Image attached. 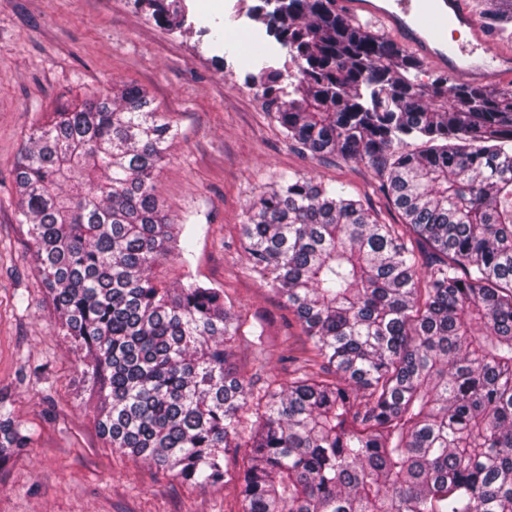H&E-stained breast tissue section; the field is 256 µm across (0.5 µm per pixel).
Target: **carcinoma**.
Returning <instances> with one entry per match:
<instances>
[{
    "label": "carcinoma",
    "mask_w": 512,
    "mask_h": 512,
    "mask_svg": "<svg viewBox=\"0 0 512 512\" xmlns=\"http://www.w3.org/2000/svg\"><path fill=\"white\" fill-rule=\"evenodd\" d=\"M258 18L296 65L251 75L284 137L382 170L402 223L297 174L251 206L250 270L309 343L288 383L256 389L228 368L223 289L152 273L191 255L152 184L177 130L128 84L55 113L15 183L99 434L188 486L236 480L242 512H512V90L420 83L419 59L335 0ZM486 25L512 37V0ZM407 138L426 149L397 152ZM31 443L0 397V473Z\"/></svg>",
    "instance_id": "carcinoma-1"
}]
</instances>
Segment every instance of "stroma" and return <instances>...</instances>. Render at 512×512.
Masks as SVG:
<instances>
[{"label":"stroma","mask_w":512,"mask_h":512,"mask_svg":"<svg viewBox=\"0 0 512 512\" xmlns=\"http://www.w3.org/2000/svg\"><path fill=\"white\" fill-rule=\"evenodd\" d=\"M181 28L159 25L134 0H0V396L33 435L0 473V512H241L235 483L182 484L155 464L112 451L96 427L99 399L84 392L78 357L38 281L19 212L14 166L32 129L124 83L144 89L179 135L154 173L176 223H190L189 267L155 266L158 280L223 288L242 321L231 342L241 378L288 381L308 347L293 310L249 269L241 246L248 208L285 174L345 186L381 222L402 217L366 162L292 147L238 67L233 17L260 0H186ZM26 302L14 306L13 298ZM262 324L263 345L249 331Z\"/></svg>","instance_id":"35a3bbf8"}]
</instances>
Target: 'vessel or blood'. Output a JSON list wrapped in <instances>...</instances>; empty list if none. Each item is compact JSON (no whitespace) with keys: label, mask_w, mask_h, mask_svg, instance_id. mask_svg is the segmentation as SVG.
I'll return each instance as SVG.
<instances>
[{"label":"vessel or blood","mask_w":512,"mask_h":512,"mask_svg":"<svg viewBox=\"0 0 512 512\" xmlns=\"http://www.w3.org/2000/svg\"><path fill=\"white\" fill-rule=\"evenodd\" d=\"M352 21L381 20L419 59L448 74L488 88L512 83V52L498 48L479 21L473 0H337ZM462 28L466 42L452 43Z\"/></svg>","instance_id":"b4317fda"}]
</instances>
